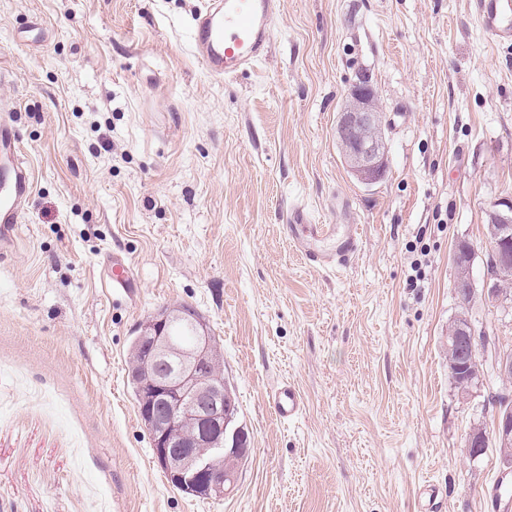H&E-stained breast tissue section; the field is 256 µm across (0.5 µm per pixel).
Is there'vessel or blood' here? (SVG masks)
I'll return each instance as SVG.
<instances>
[{"label":"vessel or blood","instance_id":"obj_1","mask_svg":"<svg viewBox=\"0 0 512 512\" xmlns=\"http://www.w3.org/2000/svg\"><path fill=\"white\" fill-rule=\"evenodd\" d=\"M280 0H206L195 18L192 45L204 68L214 77L230 78L253 68L270 47V30ZM478 22L498 41L512 43V0H474ZM0 181L7 192L0 197V236L14 233L20 222V208L31 194V174L18 154V135L13 124L0 116ZM360 225L310 223L307 213L293 209L288 237L298 252L321 268L345 265L358 251ZM336 241L334 249L323 251L315 244L322 239ZM268 403L282 420L292 421L304 411L299 389L284 382L271 389Z\"/></svg>","mask_w":512,"mask_h":512}]
</instances>
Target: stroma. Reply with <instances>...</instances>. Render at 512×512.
<instances>
[{
  "mask_svg": "<svg viewBox=\"0 0 512 512\" xmlns=\"http://www.w3.org/2000/svg\"><path fill=\"white\" fill-rule=\"evenodd\" d=\"M204 2L0 0V114L32 175L0 237V512H420L427 483L444 512H490L498 454L464 451L478 415L445 336L453 248L483 279L486 212L512 196V43L473 0H280L266 58L219 80L191 43ZM363 75L388 155L371 186L336 137ZM296 205L362 225L356 255L309 264ZM170 304L216 337L252 436L221 499L168 483L128 384ZM283 382L291 422L267 402ZM269 407L284 421L298 418L304 411L305 402L299 389L290 382H283L268 394Z\"/></svg>",
  "mask_w": 512,
  "mask_h": 512,
  "instance_id": "stroma-1",
  "label": "stroma"
}]
</instances>
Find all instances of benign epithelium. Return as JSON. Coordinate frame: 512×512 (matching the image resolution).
Returning a JSON list of instances; mask_svg holds the SVG:
<instances>
[{
	"mask_svg": "<svg viewBox=\"0 0 512 512\" xmlns=\"http://www.w3.org/2000/svg\"><path fill=\"white\" fill-rule=\"evenodd\" d=\"M336 136L346 144L344 161L364 185L381 181L387 171V151L380 110L370 81L360 78L349 90L339 113ZM485 227L487 274L476 287L472 248L458 243L451 261L455 287L469 298L496 309L512 312V299L501 294L498 282L512 274V197L497 202L489 211ZM187 317L179 305L153 317L140 331L141 368L137 396L145 418L155 459L171 482L187 493L203 498H222L235 486V476L224 470V457L231 455V436L224 432V380L212 373L218 346L205 324L195 327L196 342L182 344L172 334V325ZM487 328H475L470 308L458 310L448 324V341L468 359L482 347ZM464 375L458 394L463 399L490 389L493 380L512 371V361L496 352H484ZM492 420L501 470L512 472V399L492 403ZM486 441V424L472 425L466 435V453L480 454Z\"/></svg>",
	"mask_w": 512,
	"mask_h": 512,
	"instance_id": "1",
	"label": "benign epithelium"
}]
</instances>
